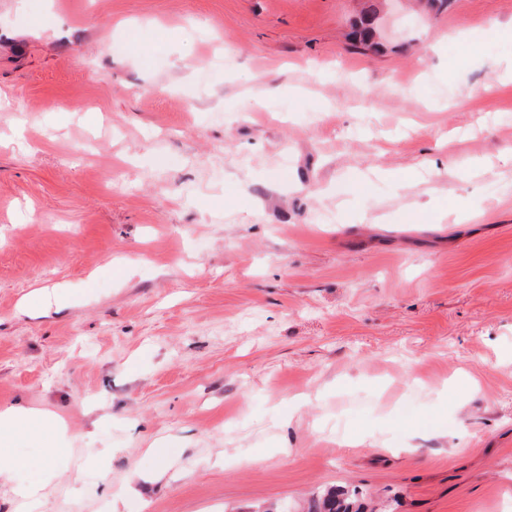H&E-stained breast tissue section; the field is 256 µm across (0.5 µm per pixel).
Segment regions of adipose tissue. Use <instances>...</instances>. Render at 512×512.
Returning a JSON list of instances; mask_svg holds the SVG:
<instances>
[{
    "mask_svg": "<svg viewBox=\"0 0 512 512\" xmlns=\"http://www.w3.org/2000/svg\"><path fill=\"white\" fill-rule=\"evenodd\" d=\"M45 413L24 406L0 409V483L11 485L19 505L38 503L54 478L59 453L56 439L47 437ZM36 444L37 453L20 451V444Z\"/></svg>",
    "mask_w": 512,
    "mask_h": 512,
    "instance_id": "adipose-tissue-1",
    "label": "adipose tissue"
}]
</instances>
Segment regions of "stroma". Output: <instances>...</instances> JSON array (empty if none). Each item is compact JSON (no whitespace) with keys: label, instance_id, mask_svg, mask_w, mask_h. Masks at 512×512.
I'll list each match as a JSON object with an SVG mask.
<instances>
[{"label":"stroma","instance_id":"obj_1","mask_svg":"<svg viewBox=\"0 0 512 512\" xmlns=\"http://www.w3.org/2000/svg\"><path fill=\"white\" fill-rule=\"evenodd\" d=\"M357 10L0 0V408L68 425L33 512L512 500V0L378 52ZM78 299V294L72 288H37L31 291L22 304L24 311L32 309H41L49 312L54 309L55 312L73 306Z\"/></svg>","mask_w":512,"mask_h":512}]
</instances>
